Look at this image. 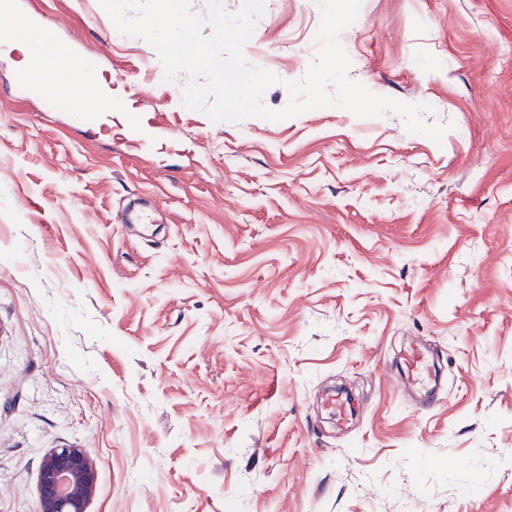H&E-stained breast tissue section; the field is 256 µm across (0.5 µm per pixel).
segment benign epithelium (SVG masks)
Wrapping results in <instances>:
<instances>
[{"label":"benign epithelium","mask_w":512,"mask_h":512,"mask_svg":"<svg viewBox=\"0 0 512 512\" xmlns=\"http://www.w3.org/2000/svg\"><path fill=\"white\" fill-rule=\"evenodd\" d=\"M96 490V466L84 448H52L38 467L39 512H87Z\"/></svg>","instance_id":"benign-epithelium-1"}]
</instances>
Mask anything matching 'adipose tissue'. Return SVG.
<instances>
[{
  "label": "adipose tissue",
  "mask_w": 512,
  "mask_h": 512,
  "mask_svg": "<svg viewBox=\"0 0 512 512\" xmlns=\"http://www.w3.org/2000/svg\"><path fill=\"white\" fill-rule=\"evenodd\" d=\"M12 46L18 56L17 67L24 69L38 65V81L52 88L57 96L70 98L80 94L93 99L104 110H111L112 89L105 80L89 83L77 79L69 72L58 74L56 68L52 67V48L42 28L30 26L14 29Z\"/></svg>",
  "instance_id": "obj_1"
}]
</instances>
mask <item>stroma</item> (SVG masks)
Masks as SVG:
<instances>
[{"label": "stroma", "mask_w": 512, "mask_h": 512, "mask_svg": "<svg viewBox=\"0 0 512 512\" xmlns=\"http://www.w3.org/2000/svg\"><path fill=\"white\" fill-rule=\"evenodd\" d=\"M112 79L138 155L13 89L0 58V512H37L38 464L87 449L88 512H512V0H361L351 79L433 107L211 122L97 0H26ZM316 0H266L244 49L289 101ZM166 223L136 234L129 199ZM434 406L393 385L410 339ZM349 384L353 421L323 391Z\"/></svg>", "instance_id": "35a3bbf8"}]
</instances>
